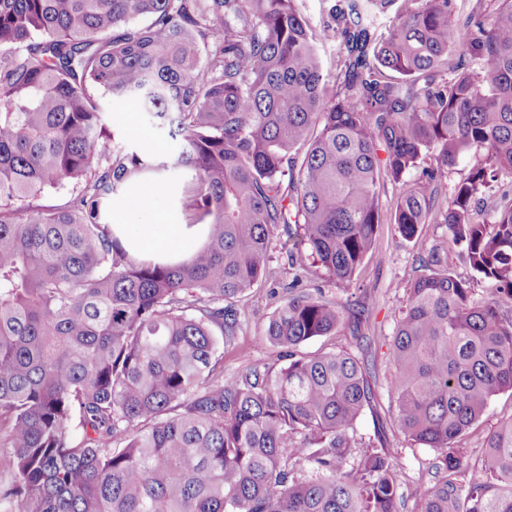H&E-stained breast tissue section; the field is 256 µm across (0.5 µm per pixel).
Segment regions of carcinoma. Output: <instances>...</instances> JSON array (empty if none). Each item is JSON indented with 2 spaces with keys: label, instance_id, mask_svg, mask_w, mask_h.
<instances>
[{
  "label": "carcinoma",
  "instance_id": "carcinoma-1",
  "mask_svg": "<svg viewBox=\"0 0 512 512\" xmlns=\"http://www.w3.org/2000/svg\"><path fill=\"white\" fill-rule=\"evenodd\" d=\"M456 2L334 0L313 29L297 0H0L3 512H398V453L355 454L364 366L300 351L364 309L293 292L267 328L277 358L230 377L217 342L241 330L273 237L287 288L308 261L350 281L381 224L413 240L435 211L512 298V189L474 216L512 177V0L478 4L461 34ZM330 40L340 82L322 75ZM97 90L168 126L178 154L114 150ZM178 168L204 242L180 261L130 254L104 205ZM65 182V204L34 203ZM470 291L419 277L392 340L397 423L438 451L419 512H512V419L478 477L457 446L512 391V318Z\"/></svg>",
  "mask_w": 512,
  "mask_h": 512
}]
</instances>
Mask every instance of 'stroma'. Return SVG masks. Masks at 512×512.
Returning a JSON list of instances; mask_svg holds the SVG:
<instances>
[{
    "label": "stroma",
    "instance_id": "35a3bbf8",
    "mask_svg": "<svg viewBox=\"0 0 512 512\" xmlns=\"http://www.w3.org/2000/svg\"><path fill=\"white\" fill-rule=\"evenodd\" d=\"M116 149L149 150L161 157L174 155L179 141L167 130L154 125L148 115L124 104L102 98ZM185 179L166 182L165 190L155 199L154 210L165 211L171 224H184L190 213V200L185 194ZM154 210L126 212L123 205L113 203V214H125L128 223L141 224L153 217ZM440 269L467 280L471 298L481 303L497 299L499 309L512 317V300L497 298L495 284L476 276L471 270L461 245L449 240L444 224L421 225L416 239H405L396 225L382 224L373 249L367 255L352 281L329 278L323 269L312 267L303 276L300 288L305 292H322L327 299L342 303L355 301L366 311L359 335L348 326H340L335 335L306 342L302 350L314 355L336 347L354 353L365 365L373 400L358 418L355 431L359 442L367 446L397 449L402 468L398 477L401 512H417L416 491L433 484L438 453L412 442L395 423L392 395L394 367L391 361V339L400 317L407 286L429 270ZM292 279L288 255L280 243L270 249L269 275L260 288L254 289L238 303L242 328L232 344L219 345L225 375H233L246 366L276 358L277 350L266 339L265 327L276 308L288 298L286 286ZM512 418V391L495 395L485 415L462 436L459 445L471 461L485 452L486 436L498 423Z\"/></svg>",
    "mask_w": 512,
    "mask_h": 512
}]
</instances>
